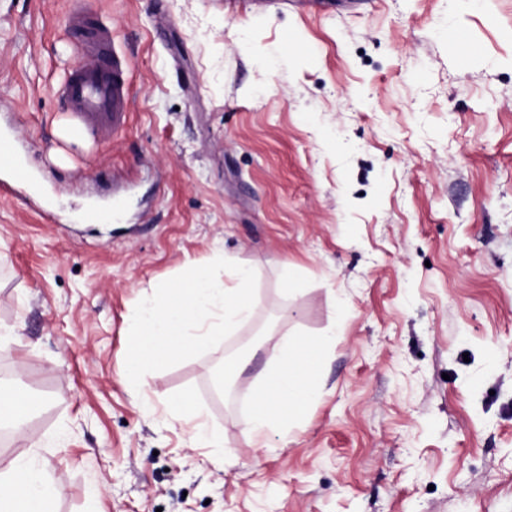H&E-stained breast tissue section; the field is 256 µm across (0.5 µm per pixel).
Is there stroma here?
<instances>
[{
    "label": "stroma",
    "instance_id": "stroma-1",
    "mask_svg": "<svg viewBox=\"0 0 512 512\" xmlns=\"http://www.w3.org/2000/svg\"><path fill=\"white\" fill-rule=\"evenodd\" d=\"M74 12L133 99L80 143ZM3 136L30 180L0 172V389L39 407L0 459L37 454L53 512H512V0H0ZM219 257L250 319L132 390L136 304ZM327 334L317 401L252 438L278 337ZM170 414L175 420L190 426L189 439L194 448H224V435L198 421L201 412L188 398L173 401Z\"/></svg>",
    "mask_w": 512,
    "mask_h": 512
}]
</instances>
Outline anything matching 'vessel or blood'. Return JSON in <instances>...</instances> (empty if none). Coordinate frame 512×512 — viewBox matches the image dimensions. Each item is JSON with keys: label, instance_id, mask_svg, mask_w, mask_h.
I'll return each instance as SVG.
<instances>
[{"label": "vessel or blood", "instance_id": "obj_1", "mask_svg": "<svg viewBox=\"0 0 512 512\" xmlns=\"http://www.w3.org/2000/svg\"><path fill=\"white\" fill-rule=\"evenodd\" d=\"M67 29L81 42L79 65L65 81L61 96L86 127L121 132L131 109L129 79L120 60L107 46V25L84 15L71 16Z\"/></svg>", "mask_w": 512, "mask_h": 512}]
</instances>
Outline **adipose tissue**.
I'll return each mask as SVG.
<instances>
[{
    "label": "adipose tissue",
    "instance_id": "obj_1",
    "mask_svg": "<svg viewBox=\"0 0 512 512\" xmlns=\"http://www.w3.org/2000/svg\"><path fill=\"white\" fill-rule=\"evenodd\" d=\"M278 346L279 357L256 396L251 424L256 438L286 432L318 396L311 354L301 352L299 341L286 336ZM170 414L188 425L193 447H223V434L201 423L200 411L188 398L173 401ZM54 495L53 478L32 459H14L0 469V512H51Z\"/></svg>",
    "mask_w": 512,
    "mask_h": 512
}]
</instances>
